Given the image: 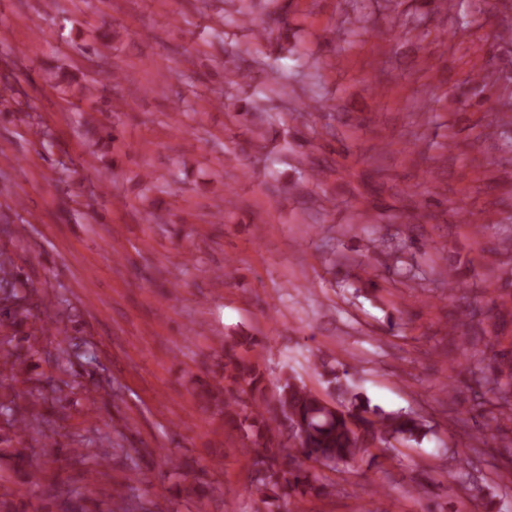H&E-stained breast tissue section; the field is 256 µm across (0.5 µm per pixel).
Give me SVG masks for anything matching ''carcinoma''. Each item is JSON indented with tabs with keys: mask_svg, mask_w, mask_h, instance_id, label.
<instances>
[{
	"mask_svg": "<svg viewBox=\"0 0 512 512\" xmlns=\"http://www.w3.org/2000/svg\"><path fill=\"white\" fill-rule=\"evenodd\" d=\"M258 341L239 336L224 341V425L252 438L246 453L251 459V485L267 506L286 509L307 496H326L328 486L303 467L307 460L336 470L364 458L375 459L371 448L390 441H415L424 435L425 424L411 413L383 414L356 393L348 372H326L327 384L336 394L340 409H328L324 400L303 384L284 380L277 397L264 399L263 374L242 347ZM494 391L512 403V367L498 370ZM288 416L293 447L277 441L281 421Z\"/></svg>",
	"mask_w": 512,
	"mask_h": 512,
	"instance_id": "1",
	"label": "carcinoma"
}]
</instances>
